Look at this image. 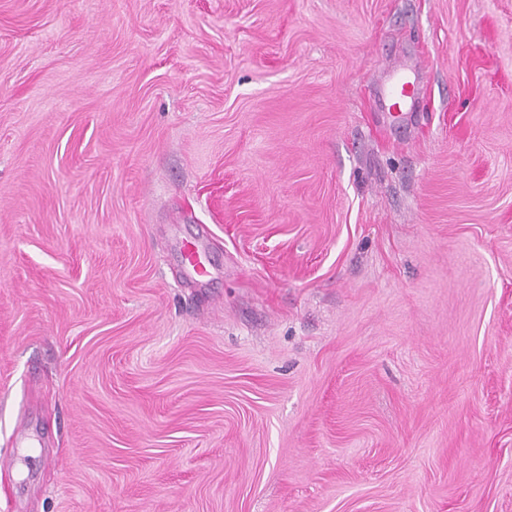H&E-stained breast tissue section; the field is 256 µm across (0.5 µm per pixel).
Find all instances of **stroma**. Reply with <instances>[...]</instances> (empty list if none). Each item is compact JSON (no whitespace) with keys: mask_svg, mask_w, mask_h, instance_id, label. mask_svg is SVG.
<instances>
[{"mask_svg":"<svg viewBox=\"0 0 512 512\" xmlns=\"http://www.w3.org/2000/svg\"><path fill=\"white\" fill-rule=\"evenodd\" d=\"M0 512H512V0H0Z\"/></svg>","mask_w":512,"mask_h":512,"instance_id":"1","label":"stroma"}]
</instances>
